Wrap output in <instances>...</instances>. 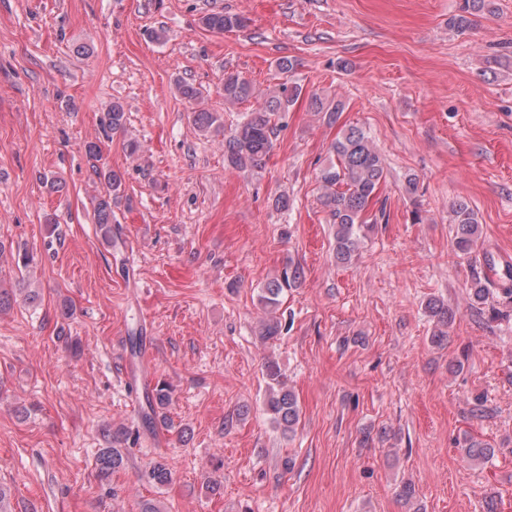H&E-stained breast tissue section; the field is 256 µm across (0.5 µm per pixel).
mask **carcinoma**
<instances>
[{
	"mask_svg": "<svg viewBox=\"0 0 512 512\" xmlns=\"http://www.w3.org/2000/svg\"><path fill=\"white\" fill-rule=\"evenodd\" d=\"M482 2L484 0H465L462 14L454 18L453 25L461 30L468 28L472 20L466 13L481 9ZM202 23L210 30L224 32L246 26L247 19L239 15L211 13L203 17ZM223 91L224 102L229 104L255 97V87L237 73L224 75ZM301 93L299 87L283 83L264 94L263 103L247 113L244 120L224 136V157L227 162L238 169L261 167L272 150L280 113L288 111ZM311 105L314 111L324 114L332 123L342 111L341 103L325 101L316 95L312 97ZM195 122L203 132H219L223 129L221 116L214 112H197ZM125 123L123 105L119 102L112 103L106 114L105 131L119 132L124 129ZM331 152L336 160L329 162L319 173L321 199L334 228L336 261L348 264L359 252L361 229L367 223L365 215L386 177L385 163L370 137L357 126L344 130L332 144ZM93 173L106 185L105 193L96 202L95 223L99 224L101 236L110 240L112 205L117 202L121 193L122 178L115 171L97 166L93 167ZM451 224L454 250L463 255L475 252L482 230L478 214L467 200L459 199L454 203L451 208ZM299 278L298 269H284L278 277L262 288L261 304L266 308L279 305L280 297L285 291L295 287ZM492 294L490 283L475 281L471 288L472 306L477 308L486 304ZM425 309L435 323L431 342L441 346L448 341V328L455 320L456 310L439 298L429 299ZM266 377V409L282 431L291 434L300 418L296 396L285 387L280 370L272 361L266 365ZM172 401V393L166 385L158 384L153 387L146 397L145 408L141 414L143 423L154 425L159 410L167 408ZM459 452L465 462L475 465L487 463L495 456V449L489 444L467 435L459 442ZM123 463L124 456L119 448H104L96 458L99 474L105 479ZM140 479L150 485L163 486L173 481L174 472L166 463L156 460L141 472Z\"/></svg>",
	"mask_w": 512,
	"mask_h": 512,
	"instance_id": "1",
	"label": "carcinoma"
}]
</instances>
